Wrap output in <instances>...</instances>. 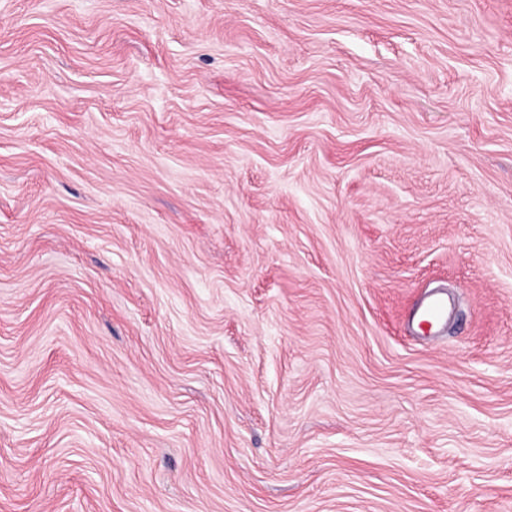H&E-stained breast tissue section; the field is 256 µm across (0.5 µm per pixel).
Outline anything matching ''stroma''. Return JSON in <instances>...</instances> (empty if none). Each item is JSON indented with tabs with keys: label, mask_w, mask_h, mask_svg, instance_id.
<instances>
[{
	"label": "stroma",
	"mask_w": 512,
	"mask_h": 512,
	"mask_svg": "<svg viewBox=\"0 0 512 512\" xmlns=\"http://www.w3.org/2000/svg\"><path fill=\"white\" fill-rule=\"evenodd\" d=\"M0 512H512V0H0ZM449 314L447 294L444 291L431 293L421 301L412 317V333L420 335L439 332L447 326ZM424 325L429 326L427 331Z\"/></svg>",
	"instance_id": "stroma-1"
}]
</instances>
